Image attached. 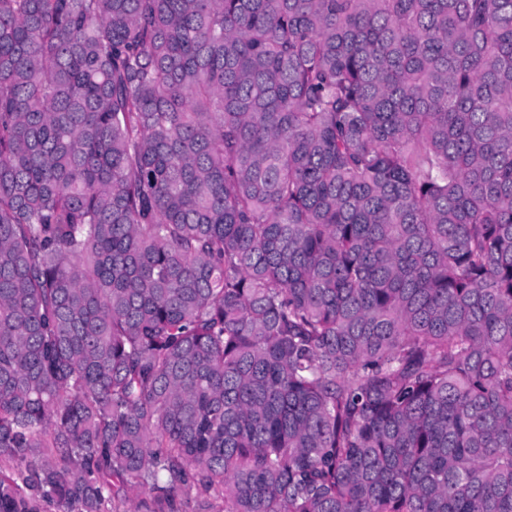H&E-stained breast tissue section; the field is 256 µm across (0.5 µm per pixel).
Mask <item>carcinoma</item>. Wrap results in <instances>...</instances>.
Segmentation results:
<instances>
[{
  "mask_svg": "<svg viewBox=\"0 0 512 512\" xmlns=\"http://www.w3.org/2000/svg\"><path fill=\"white\" fill-rule=\"evenodd\" d=\"M2 458L512 512V0H0Z\"/></svg>",
  "mask_w": 512,
  "mask_h": 512,
  "instance_id": "obj_1",
  "label": "carcinoma"
}]
</instances>
